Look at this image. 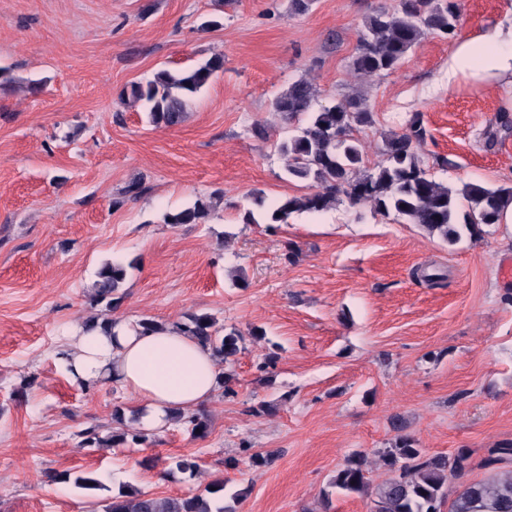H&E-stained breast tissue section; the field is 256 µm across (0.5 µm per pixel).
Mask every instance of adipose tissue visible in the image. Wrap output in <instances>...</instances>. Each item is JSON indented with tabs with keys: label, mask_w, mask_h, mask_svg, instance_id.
Returning a JSON list of instances; mask_svg holds the SVG:
<instances>
[{
	"label": "adipose tissue",
	"mask_w": 512,
	"mask_h": 512,
	"mask_svg": "<svg viewBox=\"0 0 512 512\" xmlns=\"http://www.w3.org/2000/svg\"><path fill=\"white\" fill-rule=\"evenodd\" d=\"M512 76V27L461 40L448 59V78ZM59 364L71 379H109L132 394L138 425L162 430L172 411L210 401L221 369L211 350L173 327L144 333L128 320L109 330L76 327L62 343Z\"/></svg>",
	"instance_id": "adipose-tissue-1"
}]
</instances>
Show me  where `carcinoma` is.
Returning a JSON list of instances; mask_svg holds the SVG:
<instances>
[{"label":"carcinoma","instance_id":"1","mask_svg":"<svg viewBox=\"0 0 512 512\" xmlns=\"http://www.w3.org/2000/svg\"><path fill=\"white\" fill-rule=\"evenodd\" d=\"M459 17L453 0H398L392 10L384 5L377 7L362 21L352 75L365 78L395 69L426 35H454ZM222 70V56L180 71L161 69L144 82L132 83L120 98L141 104L154 125L173 127L184 120L192 97ZM317 97V87L299 79L272 102L273 111L292 126L291 133L278 144V151L288 161V174L311 183L313 191L289 197L270 209L265 215L267 223L286 224L295 213L326 211L343 196L352 205L369 202L377 213L416 224L452 244L462 229L473 237L481 235L482 226L499 223L504 209L512 204V186L492 188L470 182L452 190L436 181L419 158L418 148L425 141L426 129L417 114L406 122L403 132L385 139L382 161L372 171H363L364 153L355 133L373 125V112L354 94L315 111ZM461 200L467 203L465 211L460 208ZM212 208L211 202L198 199L191 206L165 213L163 223L199 224ZM127 269L120 260L100 265L91 285L92 300L106 303V308L83 323L86 329L105 328L113 321L111 312L123 299L120 290ZM177 328L209 347L221 364L239 351L240 336L234 332L220 335L216 319L210 314H188ZM112 419L118 427L107 432L98 426L80 430L81 446L132 452L134 446L147 441L143 432L124 427L121 408L113 411ZM170 422L181 426L192 439L204 438L209 431L203 413L176 411ZM391 425L396 432L394 442L379 455L388 474L376 488L377 512H437V507L445 503L448 512H512V471H499L490 479L466 483L451 499L449 484L455 480L451 456L427 454L404 434L402 421L394 419ZM367 464V454L352 455L336 471L335 487L349 494L367 493ZM46 477L52 483L70 484L80 490L109 492L102 504L103 512H228L222 479L188 496L159 497L129 484L121 485L114 494L103 473L50 471Z\"/></svg>","mask_w":512,"mask_h":512}]
</instances>
